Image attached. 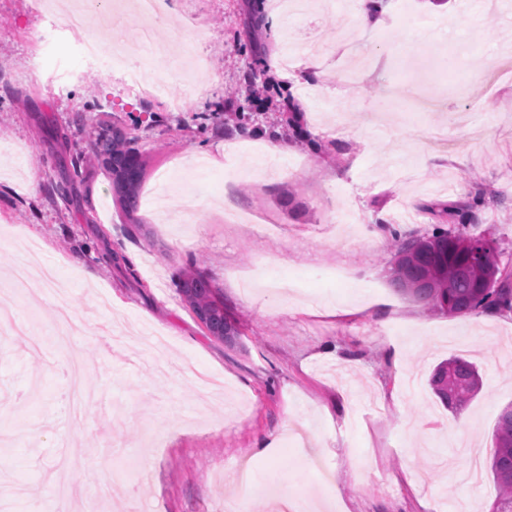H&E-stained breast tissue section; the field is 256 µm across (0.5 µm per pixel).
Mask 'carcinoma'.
<instances>
[{
	"instance_id": "carcinoma-1",
	"label": "carcinoma",
	"mask_w": 512,
	"mask_h": 512,
	"mask_svg": "<svg viewBox=\"0 0 512 512\" xmlns=\"http://www.w3.org/2000/svg\"><path fill=\"white\" fill-rule=\"evenodd\" d=\"M126 134L120 129L99 141L96 160L112 178V190L121 209H138L144 177L140 163L130 164ZM478 237L469 231L438 228L433 234L399 244L393 255L390 286L398 294L450 316L479 311H512V276L503 274L498 251L491 245L482 259L472 258L463 241ZM182 294L208 331L227 342L238 335L234 320L224 315L210 285L199 277L183 281ZM430 385L451 411L476 395L481 378L476 365L462 356H451L433 370ZM490 470L499 488L494 512H512V406L501 413L495 429Z\"/></svg>"
}]
</instances>
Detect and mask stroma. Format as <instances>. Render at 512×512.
<instances>
[{
  "instance_id": "1",
  "label": "stroma",
  "mask_w": 512,
  "mask_h": 512,
  "mask_svg": "<svg viewBox=\"0 0 512 512\" xmlns=\"http://www.w3.org/2000/svg\"><path fill=\"white\" fill-rule=\"evenodd\" d=\"M309 2L275 38L253 0H167L157 38L208 63L183 80L165 57L84 55L85 37L138 41L136 11L111 30L87 15L78 35L52 0H0V286L31 245L65 284L14 303L40 348L0 334L7 512H282L286 497L321 512H492L512 312H431L389 271L396 245L451 221L512 263V0L476 20L463 0H379L368 27ZM129 70L182 111L132 94ZM113 127L144 163L141 192L169 178L177 212L192 183L201 221L122 211L92 159ZM249 128L292 152L269 156ZM190 275L235 320L233 342L192 311ZM338 303L353 314L326 315ZM454 355L482 378L457 412L428 383Z\"/></svg>"
}]
</instances>
